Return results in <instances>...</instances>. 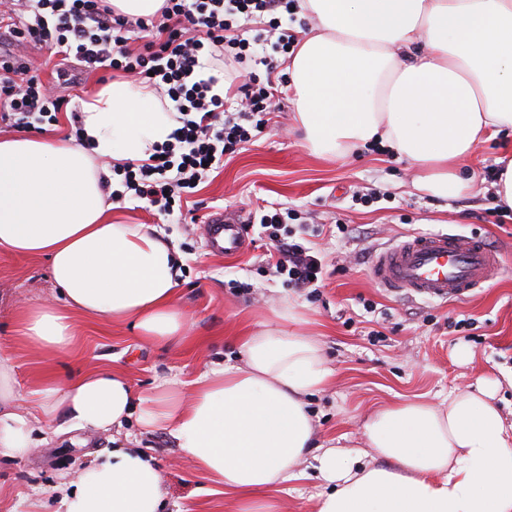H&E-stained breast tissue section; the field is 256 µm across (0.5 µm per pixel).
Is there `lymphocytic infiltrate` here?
<instances>
[{"instance_id":"f902f5d3","label":"lymphocytic infiltrate","mask_w":512,"mask_h":512,"mask_svg":"<svg viewBox=\"0 0 512 512\" xmlns=\"http://www.w3.org/2000/svg\"><path fill=\"white\" fill-rule=\"evenodd\" d=\"M296 0H164L156 15L130 18L115 13L109 0H0V23L10 26L15 53L0 59V119L19 129L55 121L64 100L29 73L18 52L27 42L48 44L62 61L76 60L85 72L129 78L146 85L179 114L168 140L147 160L115 164L114 203L126 196L157 214L174 211L182 193L195 189L267 126L271 102L265 88L242 84L236 108L217 93L220 75L258 51L251 29L267 24L282 52L294 49L290 33ZM288 213L263 212L279 257L277 272L297 289L319 288L323 264L306 243L284 240Z\"/></svg>"}]
</instances>
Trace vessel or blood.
I'll return each mask as SVG.
<instances>
[{
    "label": "vessel or blood",
    "instance_id": "obj_1",
    "mask_svg": "<svg viewBox=\"0 0 512 512\" xmlns=\"http://www.w3.org/2000/svg\"><path fill=\"white\" fill-rule=\"evenodd\" d=\"M213 250L235 255L243 249L238 224L223 213L209 216ZM498 254L477 237L446 232L418 234L379 252L370 267L373 281L390 291H408L428 299L464 298L487 284L498 270Z\"/></svg>",
    "mask_w": 512,
    "mask_h": 512
}]
</instances>
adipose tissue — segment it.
Returning <instances> with one entry per match:
<instances>
[{
  "mask_svg": "<svg viewBox=\"0 0 512 512\" xmlns=\"http://www.w3.org/2000/svg\"><path fill=\"white\" fill-rule=\"evenodd\" d=\"M314 26L288 56L306 145L331 158L377 143L417 167L418 191L455 197L459 172L483 142L512 130V0H300ZM177 124L146 86L111 81L81 103L79 137L0 136V249L43 256L63 307L20 310L24 342L65 352L70 311L129 323L137 340L173 345L188 318L177 306V258L148 224H116L107 162L148 158ZM241 364L138 392L109 368L28 395L0 357V457L33 448L37 425L108 431L131 418L164 428L236 512H280L269 490L294 477L311 446L305 398L331 371L311 336L278 328L246 337ZM499 380L435 404L376 410L362 450L324 449L317 512H512V422ZM63 512H161L162 476L137 448H116L62 488Z\"/></svg>",
  "mask_w": 512,
  "mask_h": 512,
  "instance_id": "obj_1",
  "label": "adipose tissue"
}]
</instances>
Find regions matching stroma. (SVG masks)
I'll list each match as a JSON object with an SVG mask.
<instances>
[{
    "label": "stroma",
    "instance_id": "stroma-1",
    "mask_svg": "<svg viewBox=\"0 0 512 512\" xmlns=\"http://www.w3.org/2000/svg\"><path fill=\"white\" fill-rule=\"evenodd\" d=\"M241 77L267 85L280 106L264 133L225 156L223 167L182 196L173 217L134 199L112 209L122 223L155 225L182 255L176 301L189 319L188 341L159 347L135 340L124 324L79 314L69 353L33 351L15 315L26 305L56 300L50 263L0 250V354L14 363L21 390L47 373L64 378L101 366L120 370L143 392L166 379L189 380L204 368L239 363L243 338L263 330L288 302L299 305V331L322 344L332 370L324 389L307 398L314 443L324 448L364 449L363 425L377 408L401 400L437 403L450 391L512 374V215H500L492 187L497 157L512 150V132L478 146L463 171L470 190L432 197L414 189L417 170L379 145L336 160L307 149L280 67L270 76L250 59ZM98 84L92 76L61 85L70 108L42 123V134H75L72 111ZM273 209L295 215L283 235L304 238L323 256L327 274L317 292L296 290L275 273L272 243L252 221L256 211ZM219 210L243 226L245 249L237 256L211 253L207 245V219ZM448 230L483 238L500 255L496 276L469 298L432 301L371 280V260L385 244ZM497 402L512 409V386L502 382ZM122 432L154 458L165 512H235L232 498L195 469L169 431L146 430L132 419ZM111 448V433L45 426L28 456L0 460V512H29L35 503L56 512V485ZM315 465L306 454L301 478L275 490L282 512H317L324 486Z\"/></svg>",
    "mask_w": 512,
    "mask_h": 512
}]
</instances>
